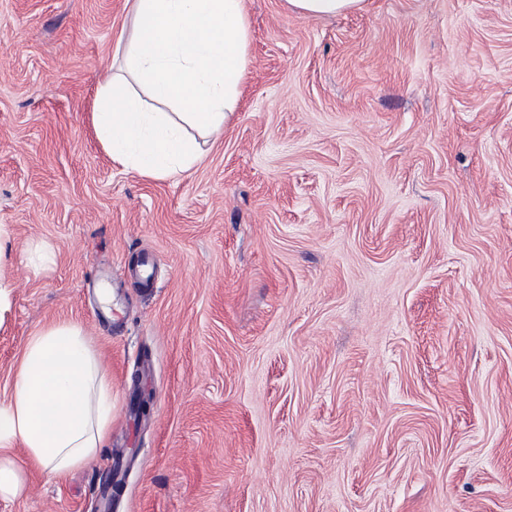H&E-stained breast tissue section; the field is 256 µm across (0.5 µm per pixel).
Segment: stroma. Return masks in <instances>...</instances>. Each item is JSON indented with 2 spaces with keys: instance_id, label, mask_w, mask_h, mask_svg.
<instances>
[{
  "instance_id": "obj_1",
  "label": "stroma",
  "mask_w": 512,
  "mask_h": 512,
  "mask_svg": "<svg viewBox=\"0 0 512 512\" xmlns=\"http://www.w3.org/2000/svg\"><path fill=\"white\" fill-rule=\"evenodd\" d=\"M246 11L237 111L150 178L92 119L128 0H0V401L54 322L112 381L100 458L0 512H512V0ZM7 226L6 224H0V315L9 305L12 292L11 279L9 275L4 272L2 266L3 253L10 244V235Z\"/></svg>"
}]
</instances>
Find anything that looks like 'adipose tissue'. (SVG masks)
Listing matches in <instances>:
<instances>
[{"mask_svg": "<svg viewBox=\"0 0 512 512\" xmlns=\"http://www.w3.org/2000/svg\"><path fill=\"white\" fill-rule=\"evenodd\" d=\"M131 15L126 73L99 87L96 131L117 165L180 176L202 158L199 137L223 133L236 110L249 69L245 0H131ZM111 426L112 383L83 327L42 328L0 401V497L21 492L25 468L60 480L97 459Z\"/></svg>", "mask_w": 512, "mask_h": 512, "instance_id": "adipose-tissue-1", "label": "adipose tissue"}]
</instances>
